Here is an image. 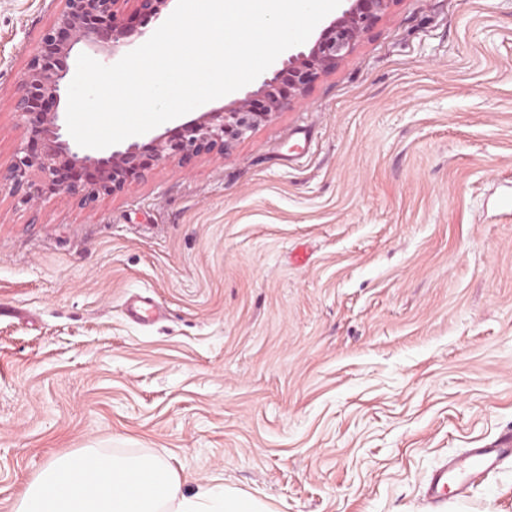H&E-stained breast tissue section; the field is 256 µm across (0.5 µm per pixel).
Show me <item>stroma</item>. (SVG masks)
Returning a JSON list of instances; mask_svg holds the SVG:
<instances>
[{
    "label": "stroma",
    "instance_id": "35a3bbf8",
    "mask_svg": "<svg viewBox=\"0 0 512 512\" xmlns=\"http://www.w3.org/2000/svg\"><path fill=\"white\" fill-rule=\"evenodd\" d=\"M52 20L0 0L1 161ZM510 431L512 0H396L223 160L94 211L0 196V512L86 448L267 512H429ZM440 512H512V461ZM158 304L151 298H139L131 301L128 305L130 315L143 323L153 321L159 314ZM512 460V434L490 448H470L459 460H450L448 465L438 469L431 477L427 495L434 507L446 501L441 491L448 482L457 486L454 497L464 500L469 497V488L489 473L497 470L504 462Z\"/></svg>",
    "mask_w": 512,
    "mask_h": 512
}]
</instances>
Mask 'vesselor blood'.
<instances>
[{
  "label": "vessel or blood",
  "instance_id": "obj_1",
  "mask_svg": "<svg viewBox=\"0 0 512 512\" xmlns=\"http://www.w3.org/2000/svg\"><path fill=\"white\" fill-rule=\"evenodd\" d=\"M130 315L143 323L153 321L158 313V304L150 298H139L128 305ZM512 460V434L490 448L469 449L462 459L449 461L431 477L427 495L433 506L444 503V489L456 485L458 499L469 496V488L489 473L497 470L504 462Z\"/></svg>",
  "mask_w": 512,
  "mask_h": 512
}]
</instances>
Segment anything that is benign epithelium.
Listing matches in <instances>:
<instances>
[{"label": "benign epithelium", "mask_w": 512, "mask_h": 512, "mask_svg": "<svg viewBox=\"0 0 512 512\" xmlns=\"http://www.w3.org/2000/svg\"><path fill=\"white\" fill-rule=\"evenodd\" d=\"M53 22L41 34L40 48L24 72V92L13 104L24 137L9 165L0 168V191L37 206L58 192L93 209L102 195L121 193L171 160L187 169L202 155L220 158L245 135L296 104L306 91L353 50L385 17L396 0H347L308 51L288 57L258 90L188 121L106 152L70 141L61 123L67 104L68 60L80 46L111 53L134 34L131 20L158 17L169 0H54Z\"/></svg>", "instance_id": "obj_1"}]
</instances>
